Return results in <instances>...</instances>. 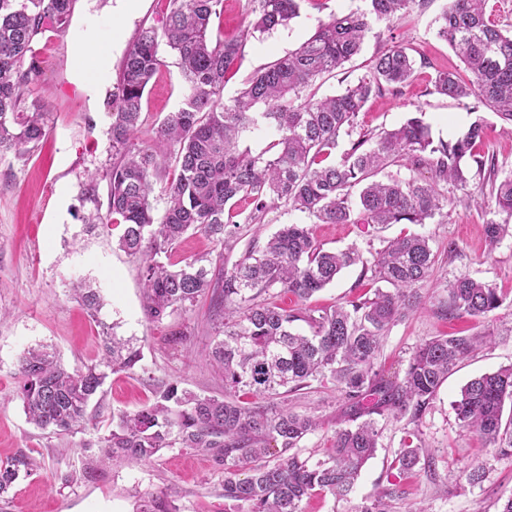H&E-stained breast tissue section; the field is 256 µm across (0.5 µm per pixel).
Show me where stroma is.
Returning a JSON list of instances; mask_svg holds the SVG:
<instances>
[{"label":"stroma","mask_w":512,"mask_h":512,"mask_svg":"<svg viewBox=\"0 0 512 512\" xmlns=\"http://www.w3.org/2000/svg\"><path fill=\"white\" fill-rule=\"evenodd\" d=\"M360 0H303L298 17L270 34L250 39L224 85L225 97L242 89L244 81L278 57L297 49L319 21L347 12ZM449 0H417L393 23L375 25L361 52L343 68L316 84L318 95L342 92L365 76L375 56L395 46L408 47L416 71L401 93L372 97L357 118L361 129H391L413 113H422L436 138L461 136L476 118H484L487 136L476 152L494 161L499 174L512 172V124L488 110H475L474 98L454 100L435 93L438 71L460 68L461 62L437 35L438 19ZM167 0H140L132 15H124L122 0H78L66 31H47L36 42L38 74L29 85L30 98L45 103L47 136L29 156L0 155V462L27 459L8 494L6 512H133L135 493H172L182 512H224V473L203 453L171 448L149 463L110 462L90 470L85 459L98 439L112 427L116 410L135 411L153 402L159 386L176 381L206 395H220L224 383L209 360L212 345L211 308L202 299L193 311L162 322H149L143 311V265L118 247L121 227L88 231L81 220L96 205L107 202L106 174L112 167L109 135L111 92L123 56L142 22L161 21ZM125 18L123 39L112 45L103 87L89 98L77 75L76 50L88 41L112 44L113 21ZM184 88L174 54L145 89L140 142L183 100ZM471 202L453 203L444 223L393 224L379 229L368 224H314V240L328 250L357 248L364 259L383 248L386 239L402 233L429 238L438 262L422 289L418 312L397 323L383 338L376 367L387 378L402 377L417 345L448 333L470 334L494 328L489 347L464 361L449 375L415 423L382 417L379 448L364 466L348 499L316 493L303 502L304 512H353L376 496L388 482L401 495L392 512L422 506L428 512H498L501 495L512 492V459L498 458L477 433L460 427L452 404L471 379L512 364V236L489 247L485 226L503 222L505 213L483 196V175L468 162ZM492 284L504 295L487 321L448 319L440 306L448 294L443 286L460 276ZM86 281L97 288L103 305L90 317L72 298L70 287ZM375 284L362 265L345 269L336 281L315 294L313 307H330L364 295ZM114 324L117 335L137 339L142 361L130 371L109 375L91 401V420L83 431L57 435L30 424L17 396L18 359L28 348L44 345L56 352L66 368L98 361L102 327ZM188 327L189 341L172 337L173 329ZM283 406L317 417L321 427L303 443L304 455L323 457L337 427L342 399L332 383L313 381L282 398ZM418 433L435 459L433 470L416 467L402 474L392 469L395 454L409 433ZM484 464L487 479L470 486L465 472ZM70 483H63L64 475Z\"/></svg>","instance_id":"1"}]
</instances>
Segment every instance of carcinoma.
Here are the masks:
<instances>
[{
  "instance_id": "1",
  "label": "carcinoma",
  "mask_w": 512,
  "mask_h": 512,
  "mask_svg": "<svg viewBox=\"0 0 512 512\" xmlns=\"http://www.w3.org/2000/svg\"><path fill=\"white\" fill-rule=\"evenodd\" d=\"M303 0H248L249 24L240 40L213 34L223 0H168L159 27L140 26L123 58L112 90L110 134L117 161L108 174L106 214L88 224H122L119 247L143 262V311L152 322L187 313L208 295L214 312L211 361L222 374L225 393L198 394L166 383L155 401L135 412H112V430L102 438L91 466L109 461L150 462L166 448H189L211 456L224 471V503L231 512H303L316 492L346 498L380 438L377 417L391 414L417 422L448 374L463 359L492 341L487 329L470 335L435 336L420 344L404 376L387 379L375 368L382 338L418 311L419 289L431 277L437 254L421 234L387 242L368 262L355 249L325 250L304 223L283 225L266 242H248L231 268L195 257L178 268L161 261L189 232L201 230L232 253L242 224H269L284 209L314 224L444 223L453 184L469 197L464 168L471 158L488 168L490 195L512 217V174L498 178L475 148L485 137L484 120L473 122L453 141L434 140L430 126L414 116L377 135L359 136L339 158L342 132L354 127L373 96L396 93L415 72L408 48L397 45L378 55L369 74L339 95L316 99L307 89L357 55L377 22L405 14L414 0H363L327 22L294 51L254 74L232 99L224 100L227 72L242 56L248 38L286 26ZM75 0H0V153L22 158L47 133L46 105L26 101L25 90L38 70L34 45L54 27L66 28ZM485 0H451L440 16L438 36L456 52L473 79L456 70L435 77L437 94L474 97L477 104L512 123V32L486 16ZM177 58L186 93L182 104L155 131L152 143H138L144 91L165 60L160 46ZM261 129L276 138L254 154L240 139ZM178 176L166 182V209L156 217L154 183L169 161ZM390 166L429 173V179L387 180ZM489 245L512 235V224L490 222ZM362 264L388 284L371 298L330 307L305 305L345 268ZM297 297L292 308L279 305L275 289ZM446 317L486 318L504 302L492 285L459 278L445 285ZM91 316L101 296L87 284L72 286ZM142 361L133 339L103 337L100 360L65 368L43 346L19 360L17 395L28 421L40 429L73 433L88 422L87 408L108 372L132 370ZM333 381L344 407L332 448L322 459L303 456L300 443L320 423L308 414L274 405V400L311 381ZM263 402H247L240 394ZM459 425L477 432L499 456L512 457V365L467 382L454 402ZM408 441L396 454L398 472L434 458L421 456ZM24 459L0 464V501L6 500ZM396 484L355 512H389ZM134 512H181L167 492H144Z\"/></svg>"
}]
</instances>
